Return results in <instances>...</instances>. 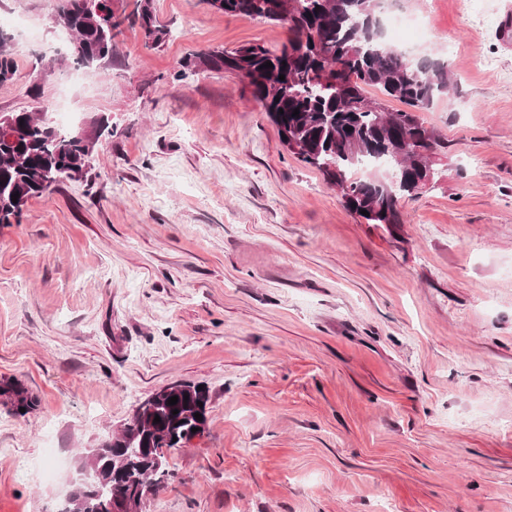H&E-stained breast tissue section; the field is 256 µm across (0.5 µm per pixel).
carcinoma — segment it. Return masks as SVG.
Instances as JSON below:
<instances>
[{
    "label": "carcinoma",
    "instance_id": "carcinoma-1",
    "mask_svg": "<svg viewBox=\"0 0 512 512\" xmlns=\"http://www.w3.org/2000/svg\"><path fill=\"white\" fill-rule=\"evenodd\" d=\"M381 8L382 0H222L216 10L227 16L288 25V45L278 52L260 44L213 49L194 55L190 66L236 75L263 106L281 142L338 187L351 212L368 224H400V200L423 188V168L441 146L410 109H430L453 80L445 63L411 61L391 46L380 32ZM133 16L146 31L147 46L161 48L169 32L158 24L152 0H134ZM57 24L69 35V56L82 65L88 57L112 54L121 22L109 26L96 12L82 13L77 0H60ZM268 61L273 67H262ZM2 73L14 74V43L0 33ZM368 87L378 89L381 97H367ZM393 100L406 109L390 108ZM11 119L14 133L0 134V224L22 223L27 201L60 181L86 178L95 141L112 135L105 120L93 138L81 140L30 112H15ZM402 145L408 151L398 174L400 185L353 176L354 169L385 161L388 151ZM15 193L20 197L14 202ZM363 209L368 215L361 214ZM173 396L178 402L170 405ZM0 397L18 398L27 413L35 406V399L14 380L0 382ZM208 402V391L188 382L151 395L118 435L90 451L87 461L100 470L102 482L85 500L59 512H112V501L136 499L147 487H160L170 471L150 473L151 454L182 447L194 437V427L203 432ZM196 413L202 419H195Z\"/></svg>",
    "mask_w": 512,
    "mask_h": 512
}]
</instances>
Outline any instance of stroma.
<instances>
[{"label":"stroma","mask_w":512,"mask_h":512,"mask_svg":"<svg viewBox=\"0 0 512 512\" xmlns=\"http://www.w3.org/2000/svg\"><path fill=\"white\" fill-rule=\"evenodd\" d=\"M57 5L0 0L23 21L0 114L55 103L112 135L0 224V380L38 398L0 404V512H57L85 450L175 382L208 388L207 426L145 512H512V0L485 29L405 0L455 86L420 115L445 147L398 224L347 209L237 77L184 66L287 25L153 0L171 33L149 50L112 0L111 60L53 67Z\"/></svg>","instance_id":"obj_1"}]
</instances>
